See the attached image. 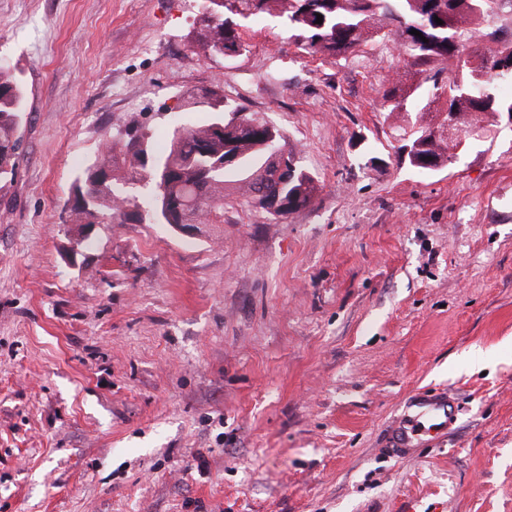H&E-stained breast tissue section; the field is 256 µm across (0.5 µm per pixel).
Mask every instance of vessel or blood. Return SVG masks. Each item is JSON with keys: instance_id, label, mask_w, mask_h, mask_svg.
Segmentation results:
<instances>
[{"instance_id": "b4317fda", "label": "vessel or blood", "mask_w": 512, "mask_h": 512, "mask_svg": "<svg viewBox=\"0 0 512 512\" xmlns=\"http://www.w3.org/2000/svg\"><path fill=\"white\" fill-rule=\"evenodd\" d=\"M455 415V402L445 392L425 394L410 404L407 412L395 420L387 446L393 455L405 456L407 449L422 445L426 435L447 430Z\"/></svg>"}]
</instances>
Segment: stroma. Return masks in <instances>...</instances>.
<instances>
[{"label": "stroma", "mask_w": 512, "mask_h": 512, "mask_svg": "<svg viewBox=\"0 0 512 512\" xmlns=\"http://www.w3.org/2000/svg\"><path fill=\"white\" fill-rule=\"evenodd\" d=\"M202 0H0L25 93L0 198V512H512V121L447 168L396 158V62L300 52L266 18L210 57ZM266 114L319 186L205 232L62 220L105 133L162 147L188 89ZM208 122L212 113L186 116ZM451 389L413 458L386 431Z\"/></svg>", "instance_id": "stroma-1"}]
</instances>
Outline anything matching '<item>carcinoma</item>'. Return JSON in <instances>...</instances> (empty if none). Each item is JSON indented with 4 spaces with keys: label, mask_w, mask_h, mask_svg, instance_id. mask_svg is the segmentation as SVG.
<instances>
[{
    "label": "carcinoma",
    "mask_w": 512,
    "mask_h": 512,
    "mask_svg": "<svg viewBox=\"0 0 512 512\" xmlns=\"http://www.w3.org/2000/svg\"><path fill=\"white\" fill-rule=\"evenodd\" d=\"M192 43L212 56L241 55L247 50L242 32L257 16L273 18L288 39L308 55L324 59L364 58L376 43L397 59L399 74L383 91L389 114L404 113L396 126L399 158L410 168L438 171L477 141L494 138L495 117L512 114V98L499 95L497 85L512 80V36L499 30L482 33L477 46L472 31L491 22L504 0H208ZM323 22L316 23L317 15ZM441 19L439 25L435 19ZM417 30L422 36L411 34ZM209 108L219 114L246 113V124L216 118L186 124L167 133L165 152L129 131L107 133L93 161L76 179L73 197L65 203L68 223L77 232L102 220L136 217L135 197L118 187L116 172L125 166L151 165L156 186L153 216L161 224L224 223V191L232 183L238 198L250 202L258 187L274 188L268 178L275 161L260 129L272 121L241 105L223 104L221 90L179 97L182 112ZM24 95L13 70L0 65V195L12 186L21 158ZM459 135L448 137V120ZM221 125L223 129L215 130ZM238 155L224 165V149ZM290 183L281 195L298 209L309 207L318 192L316 179L295 156Z\"/></svg>",
    "instance_id": "cac0c4a2"
}]
</instances>
